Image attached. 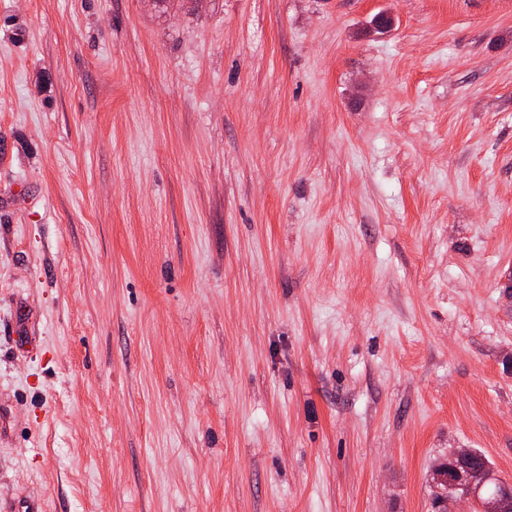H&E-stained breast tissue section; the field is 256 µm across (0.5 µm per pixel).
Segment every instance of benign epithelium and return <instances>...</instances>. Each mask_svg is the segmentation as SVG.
Segmentation results:
<instances>
[{"label":"benign epithelium","mask_w":512,"mask_h":512,"mask_svg":"<svg viewBox=\"0 0 512 512\" xmlns=\"http://www.w3.org/2000/svg\"><path fill=\"white\" fill-rule=\"evenodd\" d=\"M474 451L462 449L448 456L434 473L435 496L438 504L444 506L441 512H451L449 505L458 499L472 503L474 512H506L512 508V485H503V498L499 501H486L480 497L484 483L493 477L489 466L472 465Z\"/></svg>","instance_id":"1"}]
</instances>
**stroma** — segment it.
I'll use <instances>...</instances> for the list:
<instances>
[{"mask_svg":"<svg viewBox=\"0 0 512 512\" xmlns=\"http://www.w3.org/2000/svg\"><path fill=\"white\" fill-rule=\"evenodd\" d=\"M458 448L512 482V0H0V512H432Z\"/></svg>","mask_w":512,"mask_h":512,"instance_id":"35a3bbf8","label":"stroma"}]
</instances>
